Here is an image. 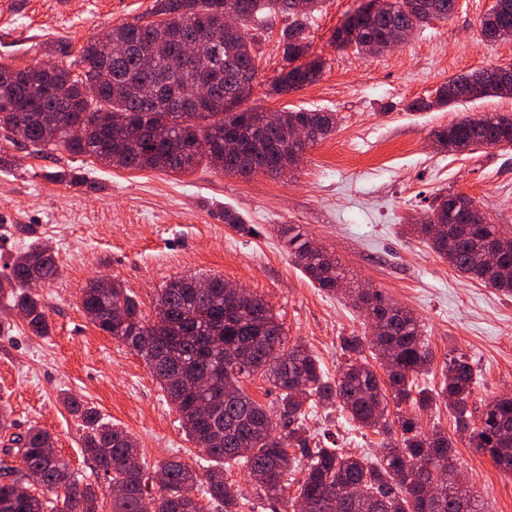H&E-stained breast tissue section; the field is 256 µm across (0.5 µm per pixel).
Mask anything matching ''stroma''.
I'll return each instance as SVG.
<instances>
[{
  "label": "stroma",
  "mask_w": 512,
  "mask_h": 512,
  "mask_svg": "<svg viewBox=\"0 0 512 512\" xmlns=\"http://www.w3.org/2000/svg\"><path fill=\"white\" fill-rule=\"evenodd\" d=\"M154 0H13L0 13V64L36 62L82 72L83 48L124 23L151 20ZM363 0H324L307 22L306 60L323 61L320 79L276 95L272 80L288 64L282 33L289 20L267 18L255 30L258 79L245 105L263 112L335 113V132L310 145L281 176L228 175L199 166L190 174L107 166L58 148L35 153L0 136V275L32 238L53 247L60 274L42 288L50 333L36 337L9 312L0 335V407L16 431L36 425L75 478L94 485L98 512H112L107 481L81 450L82 422L62 403L70 394L95 407L137 441L152 464L178 458L202 464L178 414L146 363L101 333L81 308V291L95 277L120 281L145 318L157 293L183 276H221L263 299L279 316L289 341L301 342L336 377L346 357L342 339L369 328L342 297L316 288L294 264L277 224L301 225L310 241L342 263L352 286L375 288L418 317L433 360L418 377L437 399L418 418L424 429L447 432L463 484L480 494L487 512H512V474L471 448L440 398L442 367L465 354L476 381L468 397L473 416L512 394V298L454 270L411 230L433 197L451 190L474 198L491 223L512 231V148L483 146L453 153L433 142L434 128L487 114L512 116V95L461 101L429 111L410 102L434 97L449 78L488 66H512V39L490 42L479 30L493 0H455L449 19L418 27L380 54L337 48L333 34ZM253 225L243 235L224 222L225 210ZM28 224L32 234L7 233ZM306 426L316 440L374 456L382 435L349 426L339 411L316 410Z\"/></svg>",
  "instance_id": "stroma-1"
}]
</instances>
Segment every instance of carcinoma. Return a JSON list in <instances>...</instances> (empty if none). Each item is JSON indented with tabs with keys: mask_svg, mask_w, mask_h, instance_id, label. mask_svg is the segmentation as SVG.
I'll return each instance as SVG.
<instances>
[{
	"mask_svg": "<svg viewBox=\"0 0 512 512\" xmlns=\"http://www.w3.org/2000/svg\"><path fill=\"white\" fill-rule=\"evenodd\" d=\"M321 4L322 0H154L152 15L159 17L158 23L177 29L179 39L210 35L203 60L188 64L172 53L157 54L152 25L136 22L112 29L107 55L88 43L82 53L85 70L78 75L41 63L22 69L0 65V129L16 125L21 110L27 118L21 136L6 139H20L40 151L61 146L73 154L133 169L189 173L204 164L225 174L279 176L283 155L294 164L302 156L303 146L290 143L288 131L306 127L314 143L335 130L336 116L317 110L283 111L278 127L265 133L261 148H254L245 132L260 124L263 113L240 109L257 75L247 29L262 15L291 18L282 34L284 59L291 69L271 84L273 93H287L315 82L322 73L320 61L293 65L307 50L305 21ZM454 6L455 0H386L380 10H366L336 29L334 38L360 53H378L395 45L403 29L449 18ZM227 9L238 15L240 30L235 33L224 32ZM479 26L482 36L493 41L500 39L501 31L512 33V0H496ZM201 76L224 87V101L204 110L177 109L181 87ZM505 76L506 82L479 70L451 78L438 88L435 99L417 100L410 110L511 93L512 67ZM89 83L97 86L99 96L86 104L83 91ZM145 83L160 86L162 97L145 103L140 94ZM55 87L67 88L68 99L53 98ZM45 113L59 127L51 144L42 141ZM431 137L436 145L460 152L512 145V117H466L433 130ZM227 141L239 142V153L225 154ZM467 202L474 199L462 193L436 196L424 223L414 225V230L457 272L510 297L512 237L502 236L478 206L469 208ZM224 223L241 234L256 233L253 225L230 210L224 211ZM277 232L306 276L327 293L349 299L368 326L378 327V334L344 338L342 350L350 357L339 377L331 379L307 347L288 343L283 325L262 297L252 293L238 301L226 292L222 277H212V288L202 295L185 277L170 281L158 294L154 321L143 318L138 301L120 282L102 288L98 280L90 281L81 295L89 321L145 361L178 412L186 437L211 461L201 473L173 459L149 467L140 460L129 432L105 421L95 408L65 397L68 411L85 429L83 453L108 486L123 489L122 495L112 497V512H206L208 508L238 512L239 489L224 481V464L229 461L247 472L257 490L279 502L288 499L294 466H300L303 476L291 503H307L308 512H486L476 495L452 480L456 464L448 434L437 429L426 432L412 416L400 415L394 423L385 418L391 400L420 409L430 407L432 401L415 382L432 358L417 317L377 289L351 287L339 261L324 248L311 250L298 226L282 224ZM495 237L500 256L492 268L479 254ZM58 274L55 254L34 241L13 257L9 275L0 278V294H9L13 307L25 313L34 336L49 335L38 289ZM367 349L380 362L386 381L363 356ZM254 375L279 390L275 411L241 386V379ZM443 375L439 395L448 398L456 430L469 434L472 447L512 473V396L494 398L475 421L468 410L474 381L469 362L463 356L453 357L445 363ZM319 406L336 408L344 419L384 433L382 456L371 460L337 448L311 446L304 421L307 410ZM53 445L47 431L32 425L24 433L11 434L0 447V512H97L94 487L81 485L65 464L47 453ZM290 447L300 457L292 456ZM433 466L444 468L446 485L440 496L425 499L421 491L432 479ZM32 475L42 491L56 496V504L17 491ZM187 486L201 496L185 498Z\"/></svg>",
	"mask_w": 512,
	"mask_h": 512,
	"instance_id": "1",
	"label": "carcinoma"
}]
</instances>
